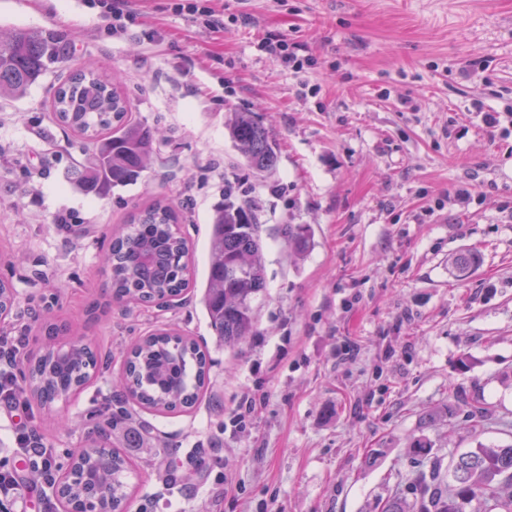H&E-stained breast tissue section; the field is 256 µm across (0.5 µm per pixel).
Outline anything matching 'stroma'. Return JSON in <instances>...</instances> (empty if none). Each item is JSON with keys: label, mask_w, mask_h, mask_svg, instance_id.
Listing matches in <instances>:
<instances>
[{"label": "stroma", "mask_w": 512, "mask_h": 512, "mask_svg": "<svg viewBox=\"0 0 512 512\" xmlns=\"http://www.w3.org/2000/svg\"><path fill=\"white\" fill-rule=\"evenodd\" d=\"M173 3L147 0L143 22L110 38L85 0H0V35L50 29L74 48L26 96H0V277L19 300L0 329L21 356L52 336L112 358L52 409L24 393L0 401V448L25 431L54 448L62 474L131 343L176 325L211 367L190 409L129 403L137 447L111 431L136 469L128 512H380L397 495L421 512L430 467L512 444V0H213L220 33ZM268 33L312 66L280 67L258 48ZM82 67L104 70L130 120L161 134L141 178L101 197L69 177L85 140L50 117L61 77ZM480 107L499 112L497 129L473 117ZM236 111L270 130L275 170H248L225 128ZM228 175L259 202L267 281L256 332L234 349L200 302ZM159 197L187 217L193 286L128 309L111 298L103 239ZM459 251L476 258L463 279L449 264ZM339 341L351 348L340 363ZM247 392L260 404L227 433ZM416 440L429 466L412 463ZM54 488L31 483L0 504L63 512Z\"/></svg>", "instance_id": "35a3bbf8"}]
</instances>
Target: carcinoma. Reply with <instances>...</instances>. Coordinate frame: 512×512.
<instances>
[{"mask_svg":"<svg viewBox=\"0 0 512 512\" xmlns=\"http://www.w3.org/2000/svg\"><path fill=\"white\" fill-rule=\"evenodd\" d=\"M65 47L48 30L18 28L0 39V95L24 96L43 75L48 63L59 58ZM53 120L96 145L90 166H81L78 180L86 193L101 194L136 181L148 169L155 153L151 128L129 121L128 104L112 89L103 73L72 71L56 88ZM235 146L256 171H269L277 164L270 131L251 112H236L229 124ZM175 207L158 199L136 208L127 224L113 231L110 248L100 263L110 281L112 300L126 307L139 303H165L190 286L188 245L179 232ZM258 205L235 177L224 178V207L214 218L210 236L211 264L201 302L217 341L238 346L253 335L255 314L252 300L266 286ZM22 384L40 406L51 408L83 388L98 370V359L88 344L74 340L65 344L48 341L35 360L14 358ZM209 370L207 352L175 328H163L136 342L123 366L120 384L138 403L160 412H176L193 406L205 385ZM108 420L88 432L84 463L73 477L70 493L83 512H125L130 458L111 450L112 464L99 465L101 448L108 440ZM71 456V461H76ZM512 486V445L482 446L451 460L448 485L421 487L428 495L426 512H512V494L501 497V484Z\"/></svg>","mask_w":512,"mask_h":512,"instance_id":"obj_1","label":"carcinoma"}]
</instances>
